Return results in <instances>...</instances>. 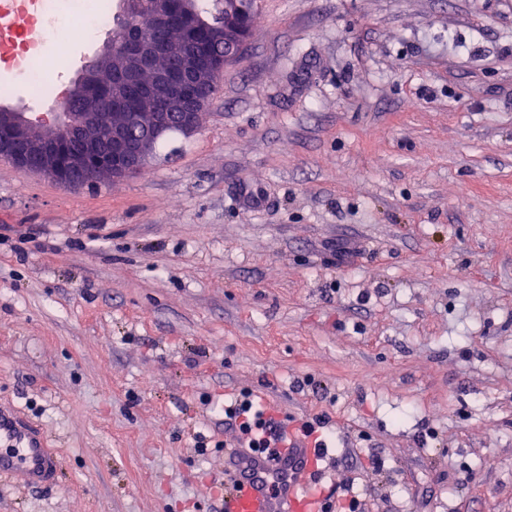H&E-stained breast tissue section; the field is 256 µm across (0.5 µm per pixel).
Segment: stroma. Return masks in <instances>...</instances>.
Instances as JSON below:
<instances>
[{"instance_id": "stroma-1", "label": "stroma", "mask_w": 512, "mask_h": 512, "mask_svg": "<svg viewBox=\"0 0 512 512\" xmlns=\"http://www.w3.org/2000/svg\"><path fill=\"white\" fill-rule=\"evenodd\" d=\"M108 36L0 107L60 111ZM243 389L325 416L364 512H512V0H259L136 174L0 160V405L61 458L0 512H224L195 448Z\"/></svg>"}]
</instances>
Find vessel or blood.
Here are the masks:
<instances>
[{
	"mask_svg": "<svg viewBox=\"0 0 512 512\" xmlns=\"http://www.w3.org/2000/svg\"><path fill=\"white\" fill-rule=\"evenodd\" d=\"M277 462L233 448L224 457V512H318L323 490L318 483L326 456L311 441L290 436ZM59 457L42 430L16 412L0 407V481L24 488L51 484Z\"/></svg>",
	"mask_w": 512,
	"mask_h": 512,
	"instance_id": "vessel-or-blood-1",
	"label": "vessel or blood"
}]
</instances>
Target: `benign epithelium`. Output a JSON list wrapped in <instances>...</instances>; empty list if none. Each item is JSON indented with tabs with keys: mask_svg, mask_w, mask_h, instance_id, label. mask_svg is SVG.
Listing matches in <instances>:
<instances>
[{
	"mask_svg": "<svg viewBox=\"0 0 512 512\" xmlns=\"http://www.w3.org/2000/svg\"><path fill=\"white\" fill-rule=\"evenodd\" d=\"M186 0H149L150 31L140 30L139 0H125L121 41L110 39L85 70L69 112H16L0 108V159L68 187L121 179L137 173L169 131L194 132L201 112L218 93L224 67L252 38L251 13L243 8L224 24L214 43L224 55L206 57L182 35L190 15ZM106 84L119 99L130 86L142 90L137 111L120 106L102 112L88 95Z\"/></svg>",
	"mask_w": 512,
	"mask_h": 512,
	"instance_id": "benign-epithelium-1",
	"label": "benign epithelium"
}]
</instances>
